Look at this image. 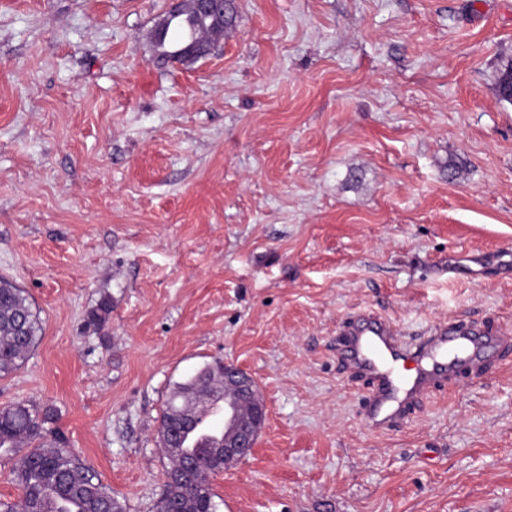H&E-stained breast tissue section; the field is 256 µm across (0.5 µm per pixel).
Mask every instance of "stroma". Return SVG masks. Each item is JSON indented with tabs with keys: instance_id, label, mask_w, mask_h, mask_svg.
I'll list each match as a JSON object with an SVG mask.
<instances>
[{
	"instance_id": "35a3bbf8",
	"label": "stroma",
	"mask_w": 512,
	"mask_h": 512,
	"mask_svg": "<svg viewBox=\"0 0 512 512\" xmlns=\"http://www.w3.org/2000/svg\"><path fill=\"white\" fill-rule=\"evenodd\" d=\"M165 11L0 0V277L41 321L0 408L156 512L167 395L222 360L266 419L217 512H512V354L386 432L336 357L361 309L512 330V0H228L184 65Z\"/></svg>"
}]
</instances>
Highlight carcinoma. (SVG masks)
Returning a JSON list of instances; mask_svg holds the SVG:
<instances>
[{"instance_id": "1", "label": "carcinoma", "mask_w": 512, "mask_h": 512, "mask_svg": "<svg viewBox=\"0 0 512 512\" xmlns=\"http://www.w3.org/2000/svg\"><path fill=\"white\" fill-rule=\"evenodd\" d=\"M155 54L165 61L180 60V46H172L168 35L154 37ZM512 83V61L501 69L497 80L499 100L512 104L507 86ZM40 318L24 290L0 278V377L18 370L34 348ZM224 376V363L207 364L193 376L174 384L166 400L157 439L169 460L158 512H214L211 478L224 468L221 448H207L188 461L175 452L182 447L183 433L171 436L166 427L186 413L193 423L196 409L208 402ZM54 409L17 402L0 409V448L20 454L14 480L21 489L19 501L0 499V512H126L124 501L95 478L91 469L70 449L54 424Z\"/></svg>"}]
</instances>
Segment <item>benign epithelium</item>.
<instances>
[{
  "label": "benign epithelium",
  "mask_w": 512,
  "mask_h": 512,
  "mask_svg": "<svg viewBox=\"0 0 512 512\" xmlns=\"http://www.w3.org/2000/svg\"><path fill=\"white\" fill-rule=\"evenodd\" d=\"M227 0H192L199 14L224 18ZM224 463L237 461L253 451L259 423L265 420L266 407L257 395L253 378L242 369L224 365Z\"/></svg>",
  "instance_id": "1"
}]
</instances>
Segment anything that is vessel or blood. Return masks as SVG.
<instances>
[{
    "instance_id": "obj_1",
    "label": "vessel or blood",
    "mask_w": 512,
    "mask_h": 512,
    "mask_svg": "<svg viewBox=\"0 0 512 512\" xmlns=\"http://www.w3.org/2000/svg\"><path fill=\"white\" fill-rule=\"evenodd\" d=\"M340 336L348 369L367 384L363 406L375 430L400 425L430 390L482 375L494 351L512 348V332L470 319L436 324L408 341L365 313L345 322Z\"/></svg>"
}]
</instances>
